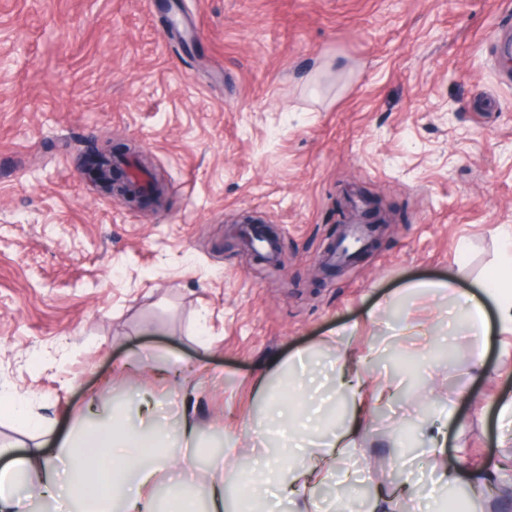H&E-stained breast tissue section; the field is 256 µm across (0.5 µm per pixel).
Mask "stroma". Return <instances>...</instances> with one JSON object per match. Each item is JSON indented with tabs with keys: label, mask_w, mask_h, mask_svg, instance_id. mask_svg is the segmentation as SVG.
I'll return each instance as SVG.
<instances>
[{
	"label": "stroma",
	"mask_w": 512,
	"mask_h": 512,
	"mask_svg": "<svg viewBox=\"0 0 512 512\" xmlns=\"http://www.w3.org/2000/svg\"><path fill=\"white\" fill-rule=\"evenodd\" d=\"M512 0H0V391L41 426L0 419L24 453L136 399L175 432L199 400L196 469L180 489L207 512L223 466L227 512H288L261 491L259 462L309 454L284 427L305 401L313 436L342 427L340 400L311 399L286 369L317 375L340 333L370 401L349 482L310 497L371 512H485L464 481L431 493L424 418L449 462L497 483L512 442L498 328L470 336L436 288L496 275L512 226V69L496 68ZM128 146L163 178L140 210L84 173L94 150ZM390 222L353 261L329 260L361 192ZM276 236L247 256L242 215ZM407 323L424 333L399 337ZM448 345L452 358L437 356ZM483 351L487 374L469 375ZM283 408L269 412V402Z\"/></svg>",
	"instance_id": "35a3bbf8"
}]
</instances>
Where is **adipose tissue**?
Here are the masks:
<instances>
[{
    "instance_id": "obj_1",
    "label": "adipose tissue",
    "mask_w": 512,
    "mask_h": 512,
    "mask_svg": "<svg viewBox=\"0 0 512 512\" xmlns=\"http://www.w3.org/2000/svg\"><path fill=\"white\" fill-rule=\"evenodd\" d=\"M350 363L347 346H340L336 387L351 389L352 407L340 432L318 440V465L288 470L289 479L279 491L286 495L290 512H322L321 506L306 496V489L322 481L323 467L354 456L366 421L367 399L361 386L351 381ZM166 441V434L157 429L153 418L143 414L135 428L124 419H110L89 435L90 454L62 471L57 470L52 457L39 450L7 459L0 465V512H38L63 496L77 505L79 512H110L115 500L122 502L126 512H155L152 486L164 461L153 457L152 451ZM19 486L26 487V494H16Z\"/></svg>"
}]
</instances>
